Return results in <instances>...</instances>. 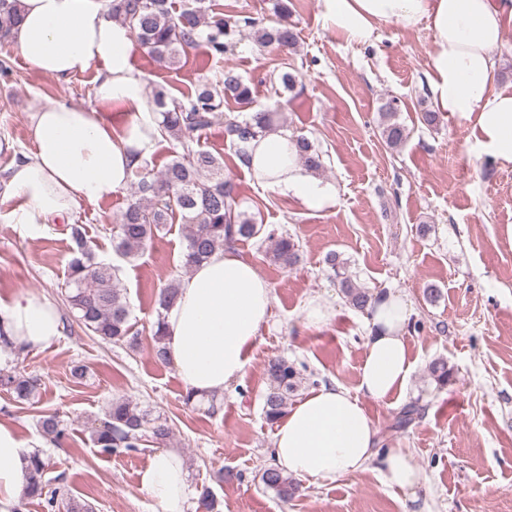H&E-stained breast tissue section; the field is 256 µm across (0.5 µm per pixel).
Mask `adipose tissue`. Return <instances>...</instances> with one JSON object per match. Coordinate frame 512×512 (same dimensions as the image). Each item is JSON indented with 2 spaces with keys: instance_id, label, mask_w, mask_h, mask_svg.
Instances as JSON below:
<instances>
[{
  "instance_id": "ef3b65f1",
  "label": "adipose tissue",
  "mask_w": 512,
  "mask_h": 512,
  "mask_svg": "<svg viewBox=\"0 0 512 512\" xmlns=\"http://www.w3.org/2000/svg\"><path fill=\"white\" fill-rule=\"evenodd\" d=\"M106 0H20L13 39L39 72L67 79L97 69V107L47 104L32 115L33 151L16 163L9 186L20 198L10 221L41 227L82 205L111 199L126 188L138 164L150 160L159 131L154 107L133 63L129 28L109 18ZM326 29L348 44L369 43L387 25L432 34L427 80L436 111L470 123L476 141L493 159L512 164V84L499 81L495 53L512 23V0H320ZM116 105L128 115L114 131L104 113ZM248 172L271 189L319 209L336 196L300 163L287 132H265L247 143ZM272 288L247 259L215 251L180 282L165 311L169 362L185 390L223 395L239 381L260 328L271 315ZM414 315L394 292L375 294L367 318L366 353L356 392L325 385L298 401L280 420L273 440L276 467L314 482L373 469L384 485L416 498L422 476L403 448L380 449L378 430L363 401L405 391L413 362L407 330ZM63 323L44 298L22 293L0 304V331L17 345L43 349ZM28 458L14 430L0 423V512H13L28 485ZM139 487L160 512H189V472L176 454L149 457Z\"/></svg>"
}]
</instances>
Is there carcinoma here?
Returning <instances> with one entry per match:
<instances>
[{
  "label": "carcinoma",
  "mask_w": 512,
  "mask_h": 512,
  "mask_svg": "<svg viewBox=\"0 0 512 512\" xmlns=\"http://www.w3.org/2000/svg\"><path fill=\"white\" fill-rule=\"evenodd\" d=\"M108 16L129 26L138 44L151 59L172 68L188 48L202 46L206 55L221 59L234 46V37L243 30L253 32L262 46L274 45L283 51H293L298 45L296 27L288 22L289 9L284 0L274 5L278 17L273 26L250 15L224 18L207 13L202 0L195 6L179 11L169 0H112L107 4ZM20 21L19 0H0V39L13 37ZM233 100L240 105L252 103L251 88L232 68H225L222 80L198 84L194 91L178 99L158 92L154 102L158 108L156 120L161 136L173 142V158L166 167L153 173L144 164L136 167L138 181L134 183L133 199L120 213L113 226L112 247L127 260L137 258L154 232L164 224L180 219L186 230V251L182 268L189 272L205 262L216 250L241 239L260 235L268 243L267 253L285 268L299 260V245L287 235L267 229L255 218L239 210V189L232 178L224 176V161L209 151L194 148L201 134L215 125H224V138L229 141L237 160L245 165L248 153L245 145L264 132L279 127L280 113L264 110L247 118L224 112V104ZM396 101L383 106L381 137L389 148L401 146L408 137L405 127L396 120ZM302 163L312 171L322 168L320 156L305 137L293 140ZM71 254L66 277V301L87 333L112 342L134 344L129 324V304L124 289L118 285V268L102 262L88 244L80 225L70 227ZM325 263L339 278V288L349 304L364 312L372 293L339 272V255L331 252ZM179 281L160 289L155 305L164 311L176 300ZM153 355L160 364L168 363L164 344V321L158 320L153 330ZM429 375L440 387L448 384V364L437 359L429 364ZM268 388L264 395L263 413L267 421L275 423L288 411L289 401L300 383V372L286 358H276L266 370ZM0 387L9 391L20 404L34 403L38 381L14 369L0 368ZM419 406L412 402L396 417L392 427L401 429L418 415ZM38 425L44 437L60 445L68 436V424L56 412L40 414ZM171 427L167 419L153 417L125 397H116L102 419L93 421L90 439L105 455L131 453L150 437L158 443L170 440ZM46 462L41 453L28 456L27 497L44 499L45 508L54 512L57 492L45 495L43 475ZM261 480L266 488L279 498L288 499L297 491L294 479L275 467L264 469ZM218 503L212 491L201 488L197 512H217Z\"/></svg>",
  "instance_id": "cac0c4a2"
}]
</instances>
